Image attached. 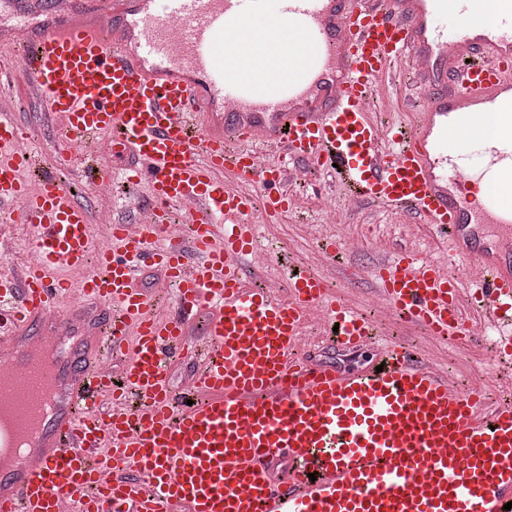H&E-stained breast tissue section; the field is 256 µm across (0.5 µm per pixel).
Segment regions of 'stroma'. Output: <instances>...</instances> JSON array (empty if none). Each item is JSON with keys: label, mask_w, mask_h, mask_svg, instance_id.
<instances>
[{"label": "stroma", "mask_w": 512, "mask_h": 512, "mask_svg": "<svg viewBox=\"0 0 512 512\" xmlns=\"http://www.w3.org/2000/svg\"><path fill=\"white\" fill-rule=\"evenodd\" d=\"M0 93L9 95L17 107L16 120L28 134L30 148L46 159H53L60 142L59 120L41 110L22 79L4 83ZM291 191L298 197L299 207L294 213L273 218L258 227V240L263 248L270 250L271 258L260 265L253 257H246L243 268L248 279L279 277L292 264H317L322 243L330 238H345L349 242L346 251L335 262L321 265L331 279V294L366 312L376 322L384 341L410 345L427 366L460 382L484 388L491 397H500L503 370L491 349L496 339L494 333L463 336L447 343L437 340L423 328L392 316L385 298L377 293L374 271L382 260L411 246L444 261L448 258L445 241L429 230L412 229L409 217L388 214L368 203L346 205V194L339 188L333 194L342 206L344 221L331 224L326 220L323 199L311 187L298 182L292 184ZM353 269L360 270L359 278H350ZM302 347L307 360L346 370L365 368L375 357L374 350L368 348L338 350L323 336L315 313L310 316Z\"/></svg>", "instance_id": "stroma-1"}]
</instances>
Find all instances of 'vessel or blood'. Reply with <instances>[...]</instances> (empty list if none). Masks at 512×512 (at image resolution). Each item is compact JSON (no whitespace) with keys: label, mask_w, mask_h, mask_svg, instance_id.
I'll list each match as a JSON object with an SVG mask.
<instances>
[{"label":"vessel or blood","mask_w":512,"mask_h":512,"mask_svg":"<svg viewBox=\"0 0 512 512\" xmlns=\"http://www.w3.org/2000/svg\"><path fill=\"white\" fill-rule=\"evenodd\" d=\"M75 23L56 0H23L27 35L0 41V79L20 74L60 118L61 161L81 156L89 184L113 168L91 148L133 157L127 188L146 185L145 220L113 219L99 248L70 182L20 151L25 134L0 110V213L30 228L34 255L0 271V349L12 350L0 403L21 410L0 426L14 447L43 388L62 382L37 456L7 474L0 512H504L512 502V401L484 412L461 389L397 346L343 371L294 357L320 310L336 340L372 343L364 313L336 303L311 267L286 274V294L247 284L239 263L257 247L256 214L294 205L285 185L301 163L337 166L351 195L447 235L469 269L401 252L376 286L394 315L452 340L476 325L512 329V253L476 248V225L512 224V0L484 27L479 0H77ZM39 16L51 25L33 26ZM407 60L402 93L424 100L412 128L372 118L369 102ZM497 108L500 146L483 138L478 104ZM501 164L474 202L468 187L488 158ZM40 173L29 190L23 171ZM190 229L173 236L174 208ZM160 267L175 306L136 287ZM78 271V279L56 269ZM82 296L105 317L57 367L32 365L45 327L67 334L58 309ZM207 316L203 345L189 330ZM202 350L186 396L173 393L174 355ZM122 358L121 377L106 371Z\"/></svg>","instance_id":"obj_1"}]
</instances>
